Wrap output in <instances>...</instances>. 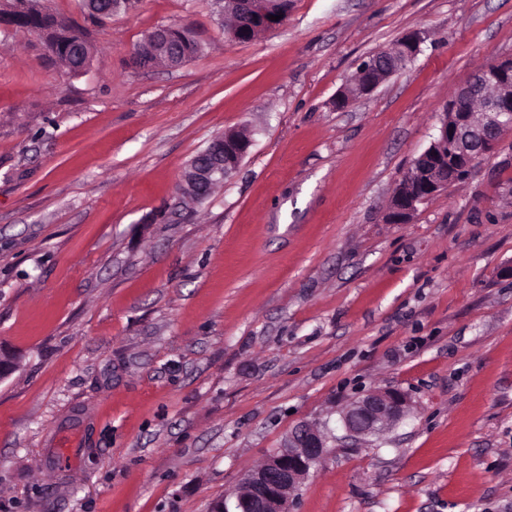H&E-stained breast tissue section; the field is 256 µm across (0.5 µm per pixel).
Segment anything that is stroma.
Returning <instances> with one entry per match:
<instances>
[{
  "label": "stroma",
  "instance_id": "obj_1",
  "mask_svg": "<svg viewBox=\"0 0 512 512\" xmlns=\"http://www.w3.org/2000/svg\"><path fill=\"white\" fill-rule=\"evenodd\" d=\"M87 73L0 25V512H209L303 422L329 452L293 512H512V130L462 183L385 221L454 91L512 57V0H290L227 40L212 0H139ZM190 28L178 68H131ZM427 38L337 109L359 63ZM253 146L204 203L185 167ZM400 423L351 444L373 390ZM172 29L173 27L170 26H161L156 28L155 30L149 32V36L146 37V40H148V42L152 41L154 45H158L165 49L170 31ZM171 37L181 56L185 59L184 63L194 58L199 53L200 47L194 39L191 30L188 28L173 29L171 32ZM408 395L399 390H373L351 402L341 414L346 438L357 442L403 418Z\"/></svg>",
  "mask_w": 512,
  "mask_h": 512
}]
</instances>
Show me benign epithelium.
I'll return each instance as SVG.
<instances>
[{
  "label": "benign epithelium",
  "mask_w": 512,
  "mask_h": 512,
  "mask_svg": "<svg viewBox=\"0 0 512 512\" xmlns=\"http://www.w3.org/2000/svg\"><path fill=\"white\" fill-rule=\"evenodd\" d=\"M221 15L232 14L235 25L228 30L231 41L255 39L288 19L284 0H216ZM282 15L275 21L269 16ZM426 36L419 30L402 36L389 50L355 73L350 84L357 95L371 94L395 72L412 61ZM454 100L480 104V118L470 112L445 111L430 146L416 157L402 178L387 211V222L406 224L418 205L448 189L460 173L472 174L477 165L492 156L501 133L512 129V58L497 59L477 70L457 92ZM253 145L228 131L215 138L187 164L180 184L183 196L201 203L213 185L232 177ZM408 395L399 390H373L351 402L341 414L346 438L357 442L380 432L403 418ZM328 436L314 423L293 429L283 446L272 451L263 464L245 474L247 495L230 504L217 502L211 512H292L295 492L311 468L327 452Z\"/></svg>",
  "instance_id": "1"
}]
</instances>
